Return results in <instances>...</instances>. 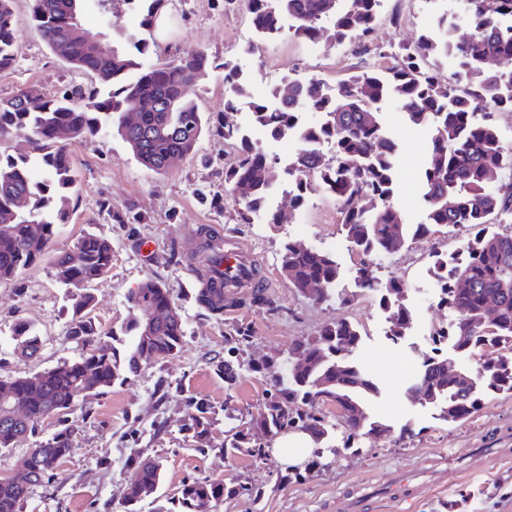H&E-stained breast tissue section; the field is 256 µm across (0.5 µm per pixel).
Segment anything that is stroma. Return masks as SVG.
Segmentation results:
<instances>
[{
    "label": "stroma",
    "mask_w": 512,
    "mask_h": 512,
    "mask_svg": "<svg viewBox=\"0 0 512 512\" xmlns=\"http://www.w3.org/2000/svg\"><path fill=\"white\" fill-rule=\"evenodd\" d=\"M17 30L13 67L0 71V98L36 84L50 96L76 86L92 85L91 74L55 57L32 27L28 0H14ZM450 14L460 29L469 18L465 0H383L370 37V52L359 55L346 43L326 51H310L308 42L282 34L258 39L246 0H171L165 14L170 32L160 42L172 52L202 50L214 63L207 75L187 84L186 99L203 112L208 124L195 150L176 159L161 174L141 166L118 135L75 141L69 146L75 175L74 209L58 225L49 252L16 279L0 282V379L33 374L74 361L81 346L70 341L71 318L65 288L52 263L57 251H73L87 231L112 242V267L92 286L95 306L90 316L98 332L117 351L130 346L126 324L132 315L127 297L146 278L169 289L182 315L185 336L181 351L147 365L104 392L78 401L67 414L46 419L36 433L0 451V473L15 467L27 449L68 430L74 451L56 470L51 484L35 488L21 512H123L124 488L139 459L162 465L158 494L169 499L182 483L193 480L239 482L252 496L228 499L212 512H334L338 501L356 498L362 512H512V394L488 396L468 419L447 423L432 409L407 400L405 389L431 354L435 330L457 318L437 298L435 262L464 246L471 231L439 227L427 238L392 254L373 256L381 279L392 277L407 286L413 323L406 336L391 340L386 310L377 294L357 288L356 270L363 256L341 230L339 203L318 184H311L305 206L294 207L280 192L275 204L286 220L278 225L242 223L238 203L224 190V170L240 157V144L225 140V125L247 127L245 111L224 108V60H232L249 78L252 97H266L289 76H316L333 85L361 62L384 63L387 55L412 46ZM398 102L382 104V117L399 143L400 182L395 204L407 223L425 220V204L417 184L415 162L425 146L422 133L396 122ZM108 210H101V203ZM233 236L250 246L266 281L265 300L250 289L237 295L234 312L217 318L194 299L197 258L209 236ZM297 241L331 253L341 271L338 289L352 294L310 299L288 287L281 273L284 243ZM354 323L362 336L354 360L381 388L369 413L388 424L389 432L370 433L347 443L334 402L322 398L313 412L335 426L334 452L321 455L316 467L302 466L296 478L281 482L283 465L271 453L274 437H263V456H229L224 440L230 430L258 417L274 394L295 344L316 336L339 319ZM34 326L43 340L37 358L14 351L11 331L17 321ZM237 338L229 351L228 338ZM232 359L239 374L226 387L218 362ZM272 363L270 374L253 373L254 365ZM206 406L211 420L209 442L198 450L189 426ZM448 471L447 482L422 480L411 503L391 495L389 479L397 473Z\"/></svg>",
    "instance_id": "35a3bbf8"
}]
</instances>
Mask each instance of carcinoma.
<instances>
[{"mask_svg": "<svg viewBox=\"0 0 512 512\" xmlns=\"http://www.w3.org/2000/svg\"><path fill=\"white\" fill-rule=\"evenodd\" d=\"M32 20L40 39L61 60L92 73L99 86L74 88L60 97H50L36 85L0 98V137L24 135L43 147L31 159L0 157V282L14 280L35 264L43 251H33V237L48 245L58 223L69 217L72 189L76 182L69 140L91 139L116 131L134 158L145 168L161 172L172 155L193 152L206 121L198 107L184 99L182 88L212 67L208 54L192 50L165 54L155 30L165 14L168 0H127L141 17V33L107 54L97 33L73 23V12H81L82 0H31ZM471 39L457 35L455 23L442 16L437 21L443 35L426 33L414 47L394 53L392 66L363 67L328 87L322 80L294 78L252 103V121L274 140L298 137L301 149L288 167L281 169L268 156L256 152L239 128L224 126V139L240 142L241 157L224 174L225 191L236 193L239 216L246 224L262 215L267 224L279 223V213L270 209L271 189L288 181L291 200L297 207L305 200L309 177L340 202L341 227L346 237L366 258L377 252L392 253L409 239L433 233L435 226H469L476 229L462 252L437 261L439 301L459 313L451 329L435 331L433 343L451 341L460 353L485 349L492 353L473 372L448 375L443 365L448 358L436 354L424 358L414 380L422 383L420 405L432 407L438 418L455 423L470 417L484 398L495 392H512V184L491 185L488 175L512 172V147H505L495 125V112L512 110V70L487 66L490 59L512 57V0H467ZM382 0H247L252 25L266 39L276 38L280 21H292L293 36L302 41L322 42L331 49L345 41L357 43L359 53H368L367 38L378 16ZM13 0H0V70L13 66L16 39ZM154 53L156 61L142 62ZM445 56L454 60L456 77L467 89L446 83L429 68L430 59ZM225 106L234 110L250 96V82L236 66L224 61ZM145 93L153 94L158 108L139 113L136 125L125 123L126 114ZM394 99L402 105L407 125L428 128L431 137L421 171L422 198L427 208L423 224H409L394 204L397 191L398 143L383 126L380 104ZM320 115L311 127L300 123L299 113ZM333 149V160L324 161L320 145ZM370 198L372 207L357 206L360 196ZM24 198L25 211L16 207ZM82 262L69 265V253L54 254L53 264L69 272L68 299L72 319L68 338L91 349L61 367L38 373L32 383L25 376L0 380V390L12 395L0 401V450L35 432L44 420L72 410L77 395L86 389L85 373H94L93 385L106 390L128 374L170 357L182 347L183 320L170 314L174 301L167 288L146 279L128 296L132 317L126 330L134 336L129 353L117 358L112 344L102 339L89 314L94 296L89 285L105 276L112 266V243L104 235L87 232L75 244ZM221 246L208 240L198 270L206 287L197 289L198 305L212 315L224 314V289L214 287L210 265L217 262ZM281 267L286 269L288 287L299 293L313 283L322 295L336 287L340 268L328 253L284 244ZM469 287H459L460 280ZM357 287L380 296L390 312L389 336L406 335L412 323L403 303V281L378 278L370 262L357 270ZM489 300L497 311L488 318ZM154 326L144 329L145 315ZM17 349L32 356L42 340L30 324L21 320L12 329ZM361 333L347 319L322 327L318 335L302 342L303 357L288 364L286 383L277 390L266 411L247 426L235 430L224 441V454L259 455L256 432L276 435L285 430L307 432L317 444L330 445L334 425L305 410L324 396L336 409L348 439L365 433L385 432L389 426L370 418L366 399L378 394L373 379L351 358L359 347ZM21 403L25 413L13 415L12 404ZM191 426L196 443L209 441L204 408ZM73 452L70 432L63 430L51 440L30 448L19 459V476L0 474V512H21L33 489L54 475L61 461ZM157 461L136 463L122 502L124 512H140V504L157 499L161 483ZM253 492L234 482L190 481L172 497L176 509L167 512H208L218 503Z\"/></svg>", "mask_w": 512, "mask_h": 512, "instance_id": "1", "label": "carcinoma"}]
</instances>
